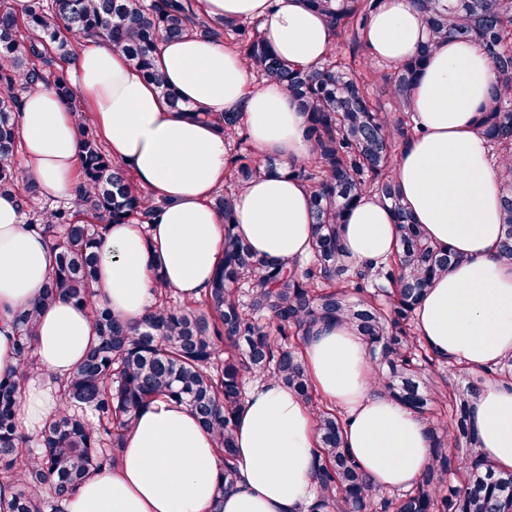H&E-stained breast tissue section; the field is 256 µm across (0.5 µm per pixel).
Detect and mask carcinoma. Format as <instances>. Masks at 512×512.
<instances>
[{
	"label": "carcinoma",
	"instance_id": "cac0c4a2",
	"mask_svg": "<svg viewBox=\"0 0 512 512\" xmlns=\"http://www.w3.org/2000/svg\"><path fill=\"white\" fill-rule=\"evenodd\" d=\"M337 35H351L350 62L336 55L317 67L288 62L258 27L236 19L200 16L192 0H29L19 19L0 0V192L15 193L28 224L56 251L54 269L39 298L12 316L22 371L0 378V485L14 488L3 512H62L61 503L92 472L116 463L125 432L140 410L159 397L190 406L214 436L224 460L217 491L239 477L234 422L250 377L270 376L306 402L319 443L317 495L308 512H512V472L494 469L481 452L470 407L486 381H512V357L456 387L445 364L420 341L415 310L429 284L458 262L415 223L392 176L396 149L418 133L415 82L433 48L450 37L480 46L496 74L478 128L505 171L499 185L502 240L498 260L512 265V0H413L425 38L417 53L381 80L396 112L381 111L373 96L376 67L357 53L360 34L380 0H305ZM99 32L177 109L214 124L243 145L247 130L237 112L190 108L156 67L160 38L200 35L224 43L261 79L281 84L306 113L305 137L314 158L290 173L312 188L313 255L292 268L256 255L235 233L238 190L274 171L247 152L230 156L229 188L214 197L224 214V257L200 300L171 303L156 290L157 305L136 326L94 300L96 247L105 223L150 222L157 205L128 170L112 161L86 115L78 133L81 178L75 199L51 206L21 185L15 113L21 92L50 81L60 95L76 96L68 68L74 45L65 32ZM370 193L395 217L398 251L385 265L353 267L342 236L346 212ZM59 298L88 310L95 338L66 382L59 411L36 441L17 425L26 371L33 365L40 310ZM348 324L366 343L377 384L429 427L433 456L415 486L387 496L343 448L338 409L316 398L302 346L322 323Z\"/></svg>",
	"mask_w": 512,
	"mask_h": 512
}]
</instances>
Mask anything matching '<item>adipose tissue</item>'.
Wrapping results in <instances>:
<instances>
[{"label":"adipose tissue","mask_w":512,"mask_h":512,"mask_svg":"<svg viewBox=\"0 0 512 512\" xmlns=\"http://www.w3.org/2000/svg\"><path fill=\"white\" fill-rule=\"evenodd\" d=\"M202 16L259 22L289 62L314 66L335 38L304 0H199ZM424 38L412 0H381L365 41L373 57L397 64ZM157 65L190 111L173 108L142 74L99 35H87L72 62L80 107L40 82L16 114L21 173L48 199H73L80 171L76 131L87 114L114 162L150 189L161 207L151 223L107 225L98 241V302L124 321L138 322L163 279L181 300L210 288L224 251V218L211 204L223 183L230 141L192 110L240 113L258 157L279 167L239 193L236 232L253 251L284 267L311 253L314 218L310 186L289 175L310 161L306 117L284 87L253 82L235 53L213 39L188 36L159 45ZM495 75L471 42L442 41L417 81L413 109L419 135L404 144L394 176L404 203L429 237L460 257L434 280L416 310L421 341L439 356L481 371L512 355V266L497 260L500 201L490 146L476 119ZM355 265L388 259L397 248L393 216L364 195L342 226ZM55 265L47 239L23 219L15 195L0 194V377L16 371L9 314L37 300ZM94 331L87 312L60 299L36 325V365L17 417L36 436L60 408L59 384L80 365ZM319 396L345 415L344 446L384 489L410 488L432 457L424 421L378 387L363 339L336 322L314 329L303 347ZM472 418L486 459L512 471V389L488 383ZM239 478L218 490L223 460L213 436L182 402L159 398L139 414L115 466L88 475L63 502L64 512H307L315 499L316 425L310 407L268 378L250 387L236 419Z\"/></svg>","instance_id":"adipose-tissue-1"}]
</instances>
